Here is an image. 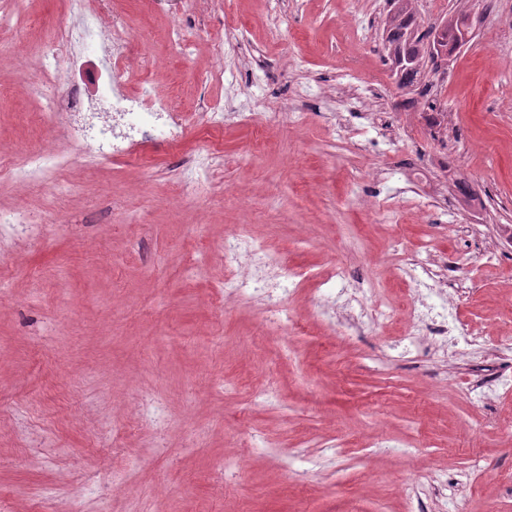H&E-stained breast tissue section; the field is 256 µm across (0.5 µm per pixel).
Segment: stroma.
<instances>
[{
    "label": "stroma",
    "instance_id": "stroma-1",
    "mask_svg": "<svg viewBox=\"0 0 512 512\" xmlns=\"http://www.w3.org/2000/svg\"><path fill=\"white\" fill-rule=\"evenodd\" d=\"M158 61L147 80L175 95L183 137L152 140L129 164L71 161L63 188L16 189L0 211L48 212L50 228L0 236V512H62L58 492L114 478L108 512H512V394L479 401L512 324V244L498 261L448 231L512 225V0H416L424 25L467 16L474 37L427 67L412 92L388 77L386 0H110ZM24 37L0 27V148L33 152L63 115L27 123L42 47L77 13L70 0H23ZM196 30L190 47L172 29ZM384 75L391 138L334 92L349 54ZM224 76L212 78L216 63ZM224 109V128L196 115ZM448 115L431 131L427 111ZM257 112L261 127L240 116ZM297 112L300 125L279 115ZM415 134H408L407 124ZM224 151L205 190L178 180L200 142ZM335 287L306 283L281 300L308 321L283 335L262 298L224 304V237L239 229ZM445 258L457 325L482 344L452 356L437 339L397 346L417 287L408 259ZM362 282L385 319L350 327L339 304ZM162 401V430L139 406Z\"/></svg>",
    "mask_w": 512,
    "mask_h": 512
}]
</instances>
